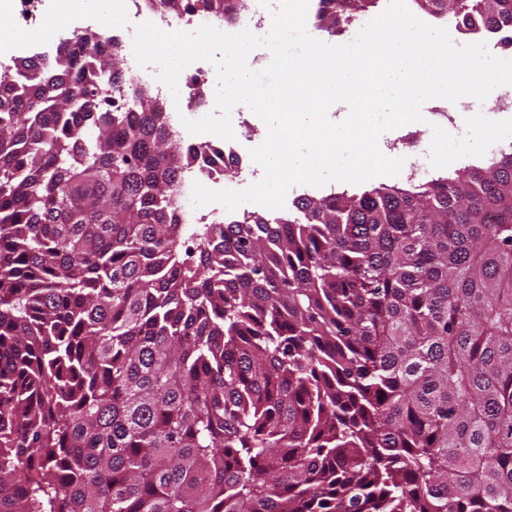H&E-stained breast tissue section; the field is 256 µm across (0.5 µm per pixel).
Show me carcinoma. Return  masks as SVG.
<instances>
[{"instance_id": "1", "label": "carcinoma", "mask_w": 512, "mask_h": 512, "mask_svg": "<svg viewBox=\"0 0 512 512\" xmlns=\"http://www.w3.org/2000/svg\"><path fill=\"white\" fill-rule=\"evenodd\" d=\"M425 2L512 43V0ZM120 53L0 77V512H512V151L205 224L189 263L198 152ZM498 154H499V152L494 155L498 156ZM494 155L487 152L482 157H463L455 167H453L451 169H449L448 167L444 168V169H436L435 172L431 176H429L425 179H421V180L418 178L409 177L408 170L403 167V170L397 176L380 175V176L374 177L373 179L365 182L364 185H362V186H352V185L341 183V182H332V183L334 185L335 192H341L343 190H347L348 193L363 192L364 190H369L374 186H379L380 184L408 186L410 184V182L415 183V184H418L420 182H425V181L431 179L436 174H438V175L454 174L455 171H457L459 169L463 170V168H465L466 166L484 164L489 158H492Z\"/></svg>"}]
</instances>
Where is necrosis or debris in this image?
I'll use <instances>...</instances> for the list:
<instances>
[{
  "instance_id": "obj_1",
  "label": "necrosis or debris",
  "mask_w": 512,
  "mask_h": 512,
  "mask_svg": "<svg viewBox=\"0 0 512 512\" xmlns=\"http://www.w3.org/2000/svg\"><path fill=\"white\" fill-rule=\"evenodd\" d=\"M92 3V19L105 25L115 38L128 44L133 41L136 25L146 21L152 22L166 32L193 31L205 24L219 29L228 25L236 30L252 31L271 26L273 23V13L267 9H260L251 14L236 12L227 19L220 13L210 11L201 14L194 9L176 17L147 8L144 0H92ZM1 11L15 16L20 25H36L44 30L43 40L28 47L32 57L37 59L50 58L82 29L81 15L74 9V0H0ZM57 14L64 16V23L54 22L53 17ZM212 83L213 72L205 61L191 63L181 72L178 79L179 107L170 110L166 116L171 134L177 140L196 148L212 144L213 134H189L182 121L186 118L196 120L214 111L215 103L210 93ZM231 171L235 172L242 182L248 184L262 178L259 169L243 167L238 151L232 146L225 149L223 157L213 161L203 160L199 165L180 174L175 205L181 223H216L218 216L224 211L223 205L211 203L200 208L193 207L192 186L198 182L212 190L224 189L226 176Z\"/></svg>"
}]
</instances>
